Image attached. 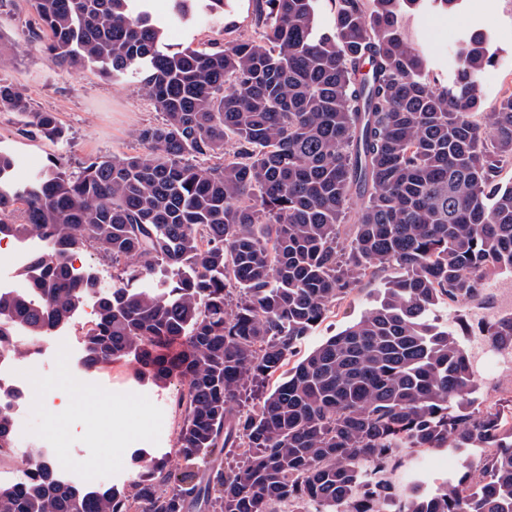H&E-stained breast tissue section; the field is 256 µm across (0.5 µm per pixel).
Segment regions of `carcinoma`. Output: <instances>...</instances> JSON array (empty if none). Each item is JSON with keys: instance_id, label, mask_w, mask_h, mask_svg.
I'll use <instances>...</instances> for the list:
<instances>
[{"instance_id": "cac0c4a2", "label": "carcinoma", "mask_w": 512, "mask_h": 512, "mask_svg": "<svg viewBox=\"0 0 512 512\" xmlns=\"http://www.w3.org/2000/svg\"><path fill=\"white\" fill-rule=\"evenodd\" d=\"M28 2L52 63L137 80L161 121L135 153L53 163L25 185L0 147V237L46 243L27 293L0 294V349L24 356L92 301L87 365L132 355L154 381L179 379L184 419L177 461L120 491L69 485L31 455L32 479L0 485V512H512V408L474 407L471 353L431 317L490 307L487 282L512 274V186L497 182L512 90L484 111L488 33L444 66L406 29L459 0H331L328 31L318 0H255L253 34L237 36L222 24L232 0H170L163 17L150 0ZM195 16L224 46L165 47L167 25ZM2 110L26 138H66L0 78ZM88 249L118 271L112 290L71 276ZM389 268L375 306L286 369L336 303ZM17 327L27 340H11ZM482 338L512 354V312ZM429 450L459 458L436 489L413 458Z\"/></svg>"}]
</instances>
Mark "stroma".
I'll list each match as a JSON object with an SVG mask.
<instances>
[{"instance_id": "35a3bbf8", "label": "stroma", "mask_w": 512, "mask_h": 512, "mask_svg": "<svg viewBox=\"0 0 512 512\" xmlns=\"http://www.w3.org/2000/svg\"><path fill=\"white\" fill-rule=\"evenodd\" d=\"M486 26L491 27L498 47L497 63L484 72L480 85V95L490 108L512 87V0H465L459 11L416 16L409 23L408 35L413 44L432 48L445 58L452 54L463 31ZM217 37L211 20L202 17L192 27L171 23L165 42L173 51L188 47L207 50ZM0 78L22 89L35 110L57 113L68 131L67 140L61 143L31 140L18 134L19 123L14 113L0 111V145L16 156L18 164L13 179L20 184L54 160L75 171L94 156L134 152L139 129L160 119L139 83L115 81L90 69L60 68L50 63L43 53L38 24L28 0H0ZM381 287V281H373L339 302L311 330L299 346L298 355L308 354L359 319L372 308ZM491 293L493 310H482L469 303L441 304L435 308L434 316L454 327H475L486 323L492 312H511L512 274L499 275ZM140 370V365L130 358L112 360L87 373L74 368L69 361L57 365L53 384L71 392L95 383L106 406L98 410L74 404L69 412L60 413L48 403L50 387H40L38 394L32 396L29 409L32 436L40 438L52 432L57 438H64L72 422L105 434L111 428L112 415L121 416L129 436L120 449L85 448L78 454L70 448L56 451L60 462H69L76 456L93 471L111 473L116 486L141 467L138 452L176 459L177 435L183 420L181 410L173 402L177 387L171 383L158 388L142 379ZM484 373L474 395L476 403L507 405L512 400V364L488 367ZM158 406L167 410V427L163 430L150 422L152 411Z\"/></svg>"}]
</instances>
